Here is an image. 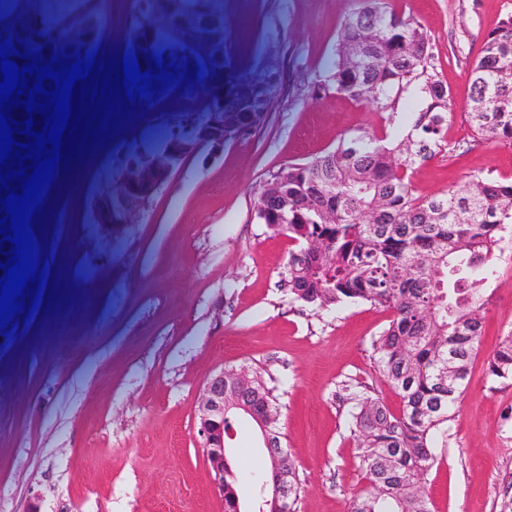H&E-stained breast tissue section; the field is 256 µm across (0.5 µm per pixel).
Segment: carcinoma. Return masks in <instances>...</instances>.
Masks as SVG:
<instances>
[{
	"label": "carcinoma",
	"instance_id": "1",
	"mask_svg": "<svg viewBox=\"0 0 512 512\" xmlns=\"http://www.w3.org/2000/svg\"><path fill=\"white\" fill-rule=\"evenodd\" d=\"M19 17L30 48L64 44L70 29L86 34L82 53L104 39L112 0H25ZM393 0H351L324 84L357 102L387 113L385 131L350 132L336 147L307 163L281 167L265 189L288 192V237L298 243L284 281L297 301L328 309L369 302L390 311L373 342L375 367L401 397L393 414L369 393L344 385L351 403L359 468L370 488L355 495L350 512H431L426 476L437 463L436 442L447 437L448 420L463 395L469 366L483 333L482 285L505 226L512 224V179L472 175L457 189L415 195L411 174L445 148L451 93L433 63L432 44ZM127 48L140 53L200 49L199 65L214 84L190 120L155 130L153 147L131 151L120 181L138 205L122 198L100 201L88 220L106 217L126 224L144 211L198 141L205 126L224 137V0H132L123 18ZM373 31L375 51L366 70L348 82V42L361 29ZM467 121L490 144L512 145V17L490 31L469 71ZM350 137L365 148L350 156ZM329 195L336 223L323 224L313 210L296 208L297 198ZM375 223L361 221L364 211ZM226 394L241 398L276 432L278 408L272 391L256 377L225 371ZM488 375L512 380V335L498 345ZM288 484V512H296L300 481L293 459L270 457L267 478L254 477L262 509L272 512V476Z\"/></svg>",
	"mask_w": 512,
	"mask_h": 512
}]
</instances>
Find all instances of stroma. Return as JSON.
I'll use <instances>...</instances> for the list:
<instances>
[{"label": "stroma", "mask_w": 512, "mask_h": 512, "mask_svg": "<svg viewBox=\"0 0 512 512\" xmlns=\"http://www.w3.org/2000/svg\"><path fill=\"white\" fill-rule=\"evenodd\" d=\"M427 31L452 96L448 150L416 168V195L448 192L473 174L512 178V146H494L465 120L469 68L512 0H395ZM349 0H224V143L187 154L132 224H90L120 163L153 130L196 111L207 85L103 150L107 170L58 206L51 257L78 255L72 279L92 294L73 336L22 346L0 335V512H224L197 435L204 387L220 369L261 377L279 407L282 445L296 464L297 512H349L367 485L342 383L369 387L392 412L399 396L376 373L374 339L388 311L348 302L319 311L282 279L295 245L257 217L258 193L280 167L304 163L347 132H379L372 103L314 93ZM259 122L243 119L257 103ZM484 333L447 443L427 475L432 512H512V382L487 374L512 333V228L495 251ZM238 492L270 470L253 426L237 422Z\"/></svg>", "instance_id": "35a3bbf8"}]
</instances>
